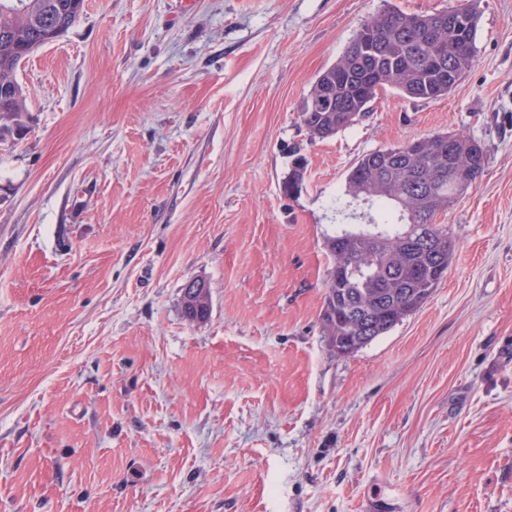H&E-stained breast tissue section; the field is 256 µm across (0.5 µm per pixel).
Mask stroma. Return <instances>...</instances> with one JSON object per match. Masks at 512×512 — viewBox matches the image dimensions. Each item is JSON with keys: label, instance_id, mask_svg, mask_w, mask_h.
<instances>
[{"label": "stroma", "instance_id": "obj_1", "mask_svg": "<svg viewBox=\"0 0 512 512\" xmlns=\"http://www.w3.org/2000/svg\"><path fill=\"white\" fill-rule=\"evenodd\" d=\"M455 3L86 0L33 54L0 142V512H512V0H480L447 96L386 91L324 141L300 120L367 18ZM439 131L488 157L437 217L448 272L338 355L346 175ZM306 166L302 158H295L291 163V169L282 182L283 192L288 196L298 195L304 184ZM182 290L184 291L186 304L191 305L185 308L182 307L183 315L190 321L189 317L196 314V309L202 311L208 306V289L204 280L192 278L186 282Z\"/></svg>", "mask_w": 512, "mask_h": 512}]
</instances>
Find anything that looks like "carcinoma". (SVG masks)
<instances>
[{
    "instance_id": "carcinoma-1",
    "label": "carcinoma",
    "mask_w": 512,
    "mask_h": 512,
    "mask_svg": "<svg viewBox=\"0 0 512 512\" xmlns=\"http://www.w3.org/2000/svg\"><path fill=\"white\" fill-rule=\"evenodd\" d=\"M85 0H0V139L26 129L27 97L19 81L20 64L51 30L64 34L83 13ZM469 0L435 14H407L385 9L361 24L370 48L357 49L351 39L330 70L340 74L334 89L336 108L314 112L322 95L316 78L300 112L313 140H325L352 126L387 90L413 99H437L452 86L430 87L429 61L445 56L457 76L468 71L475 57L476 13ZM448 134L435 133L395 147L378 149L358 159L347 175L348 206L360 208L371 233L385 240L372 249L357 232L343 229L326 236L333 266L327 273L322 329L336 339L363 340L345 354L352 355L385 335L419 309L448 269L454 242L437 215L472 188L487 164L485 148L465 135H453L451 149L438 152L435 142ZM306 166L299 157L282 182L283 192L295 196L303 189ZM432 225L428 249L412 242L415 225Z\"/></svg>"
}]
</instances>
